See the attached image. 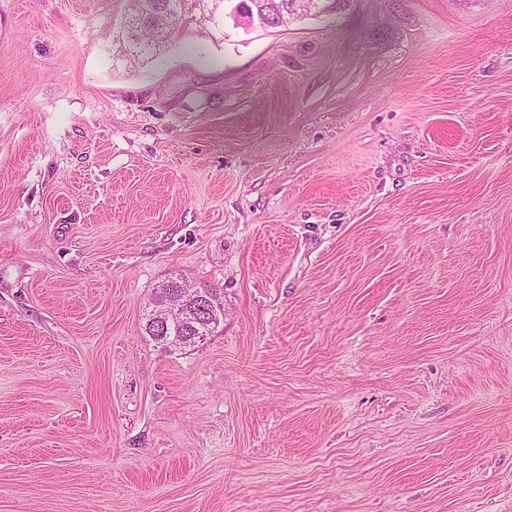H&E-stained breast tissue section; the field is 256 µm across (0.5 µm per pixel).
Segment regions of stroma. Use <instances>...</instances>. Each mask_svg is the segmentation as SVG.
<instances>
[{"label":"stroma","mask_w":512,"mask_h":512,"mask_svg":"<svg viewBox=\"0 0 512 512\" xmlns=\"http://www.w3.org/2000/svg\"><path fill=\"white\" fill-rule=\"evenodd\" d=\"M126 8L0 0V512H512V0ZM209 4L212 9V4L216 6L214 16L209 18L207 12L204 11V3ZM224 1L225 0H130L129 1V14L126 18L132 17L129 20L130 32H135L138 26L142 24L134 36L137 39V44L133 43L132 47L137 52L135 55H130L134 59H149L157 50L154 47L155 42L165 35L167 41H171L176 34L173 25L179 21L190 19L188 21H196L199 24L206 26L210 24L211 20L214 22L216 19L222 18L224 22ZM164 2V3H161ZM154 6L153 16L144 20L145 16L142 14L144 7L150 8ZM144 20V22H142ZM243 0L233 4L232 12L238 21L243 25L256 23L262 27H282L288 25L291 21L308 15L307 0H250L253 13V20L249 16L248 9ZM252 1V2H251ZM243 22V23H242ZM276 24V27L269 25ZM182 287V282L166 281L156 288L153 298V308L147 311L143 323V336H148L150 340L158 344L166 352L184 351L186 348L194 347L205 341L209 336H213L219 332L222 324L220 319L224 318V312L220 313V319L216 315L219 309L224 310V303L214 288H202V298L198 299L197 295H182L188 303L191 311H195V316L191 320L180 325L170 326L178 320L184 318L183 309L180 303L166 300L178 292ZM153 316L162 320L159 325L162 328L168 327L162 331L154 322L152 311L156 307Z\"/></svg>","instance_id":"obj_1"}]
</instances>
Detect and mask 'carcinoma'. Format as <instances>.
<instances>
[{
    "mask_svg": "<svg viewBox=\"0 0 512 512\" xmlns=\"http://www.w3.org/2000/svg\"><path fill=\"white\" fill-rule=\"evenodd\" d=\"M150 6L154 7L153 16L135 32L137 42L132 44L136 51L133 58L137 60L151 58L156 53L155 42L161 37L171 40L176 34L173 25L182 20L190 19L205 26L213 19L222 18L224 0H129V15L138 16ZM250 6L254 23L262 27L274 24L282 27L306 16L308 0H252ZM181 287L182 283L173 280L162 283L156 288L153 306L165 303ZM200 292V298L184 296L195 311L192 319L163 331L154 322L152 312L148 311L144 318L143 335L164 351L176 352L194 347L219 332L222 321L216 311L224 307L220 293L214 288H202Z\"/></svg>",
    "mask_w": 512,
    "mask_h": 512,
    "instance_id": "carcinoma-1",
    "label": "carcinoma"
}]
</instances>
